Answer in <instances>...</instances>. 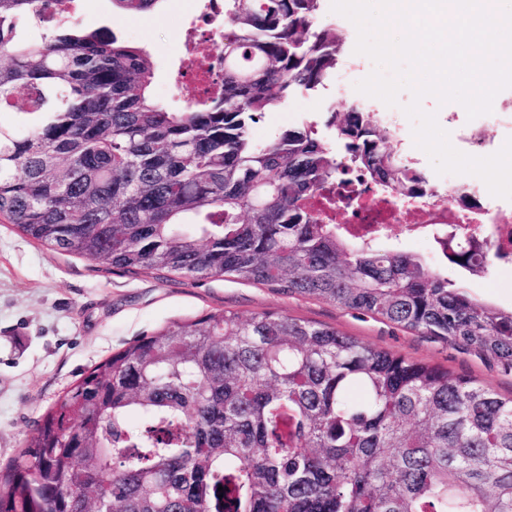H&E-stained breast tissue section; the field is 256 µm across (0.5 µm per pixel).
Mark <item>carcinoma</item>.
<instances>
[{"label":"carcinoma","instance_id":"cac0c4a2","mask_svg":"<svg viewBox=\"0 0 512 512\" xmlns=\"http://www.w3.org/2000/svg\"><path fill=\"white\" fill-rule=\"evenodd\" d=\"M160 0H112L127 16ZM322 0H224L222 93L168 110L148 52L107 28L22 40L0 0V220L130 274L231 276L463 344L512 370V309L308 206L340 181L436 194L362 101L265 144L262 114L325 85ZM492 248L455 246L474 275ZM223 491H218V487ZM512 512V397L287 315L175 322L77 380L0 474V512Z\"/></svg>","mask_w":512,"mask_h":512}]
</instances>
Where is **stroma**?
I'll use <instances>...</instances> for the list:
<instances>
[{"label": "stroma", "mask_w": 512, "mask_h": 512, "mask_svg": "<svg viewBox=\"0 0 512 512\" xmlns=\"http://www.w3.org/2000/svg\"><path fill=\"white\" fill-rule=\"evenodd\" d=\"M82 23L117 26L128 41L146 48L154 64L150 93L179 110L185 101L174 83L175 61L191 35L188 0H171L130 18L115 14L112 0H78ZM356 90L339 95L334 82L301 91L253 124V140L266 142L281 130L309 122L335 142L326 121L361 100ZM448 277L474 297L512 308V270L490 266L473 276L449 267ZM249 317L272 311L311 321L373 347L477 379L502 396L512 395V373L491 359L374 318L308 297L228 278L192 280L176 275H133L95 260L62 254L0 223V472L18 456L42 415L89 369L134 340L168 324L217 311Z\"/></svg>", "instance_id": "1"}]
</instances>
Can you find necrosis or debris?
<instances>
[{
  "mask_svg": "<svg viewBox=\"0 0 512 512\" xmlns=\"http://www.w3.org/2000/svg\"><path fill=\"white\" fill-rule=\"evenodd\" d=\"M209 8L200 10L197 22L201 34L188 41L186 55L178 71L189 101L199 107L209 105L222 85L223 65L214 54V42L224 36L220 18L224 14L222 0H209ZM440 194L400 199L381 187L339 185L330 190L333 199L349 198L344 212L315 199L314 206L328 217L336 218L350 235H381L385 228L396 225L405 232H426L438 257L449 251V237L481 249L492 246L501 262L512 266V204L500 199L484 200L480 187L458 182L447 176ZM468 196V205H461V196ZM328 197V198H329Z\"/></svg>",
  "mask_w": 512,
  "mask_h": 512,
  "instance_id": "1",
  "label": "necrosis or debris"
}]
</instances>
